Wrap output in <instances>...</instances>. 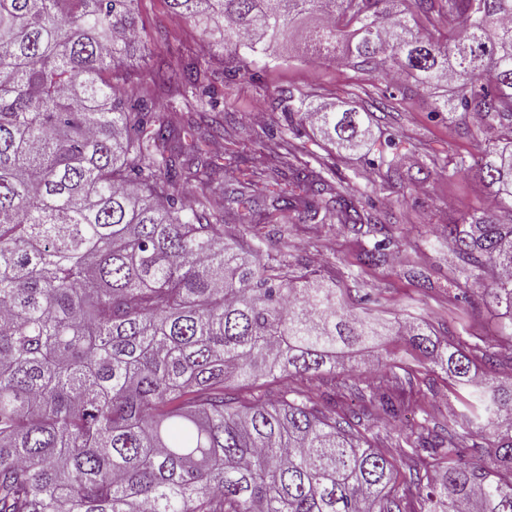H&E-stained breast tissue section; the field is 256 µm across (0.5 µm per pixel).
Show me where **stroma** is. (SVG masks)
Instances as JSON below:
<instances>
[{"label": "stroma", "mask_w": 512, "mask_h": 512, "mask_svg": "<svg viewBox=\"0 0 512 512\" xmlns=\"http://www.w3.org/2000/svg\"><path fill=\"white\" fill-rule=\"evenodd\" d=\"M137 21L142 47L129 63L143 76L158 61L173 59L186 48L199 49L208 38L202 28L172 15L167 0H138ZM302 32V26H295L288 40L248 57L245 73L235 72L232 59L212 60L209 80L224 94L220 109L225 140L258 160L327 167L375 222L388 225L392 245L386 263L364 266L358 260L367 243L364 232L294 217L282 237L273 224L265 225L271 255L286 261L292 277L307 268L320 270L326 280L343 288L346 303H354L359 291L371 292L374 301L364 307L370 317L422 318L441 342L468 340L475 363H482L496 314L483 301L478 284L456 285L448 265V241L439 231L472 215L512 219V209L501 204L474 168L484 148L493 144L492 135L462 114L435 113L432 95L415 86L400 87L353 63L311 60L298 48ZM301 95L317 103L377 106L372 141L358 151L339 152L310 126L292 134L286 105L289 97ZM256 112L264 113L262 124H250ZM383 156L398 158L397 175L388 176L386 165L379 162ZM410 269L422 272L426 283L407 277ZM376 359L390 371L383 393L404 404L406 413L390 423L377 407L368 406L369 441L406 467L409 440L440 430L462 412L461 390L416 351L408 337L387 336L379 346L351 356L355 365ZM295 386L314 400L330 402L341 417L356 396L371 392L372 379L355 371L340 372L304 377Z\"/></svg>", "instance_id": "stroma-1"}]
</instances>
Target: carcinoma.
<instances>
[{
	"label": "carcinoma",
	"mask_w": 512,
	"mask_h": 512,
	"mask_svg": "<svg viewBox=\"0 0 512 512\" xmlns=\"http://www.w3.org/2000/svg\"><path fill=\"white\" fill-rule=\"evenodd\" d=\"M136 0H0V512H512V386L477 377L466 341L418 321L354 314L308 270L288 278L250 222L226 234L219 169L184 158L224 135L210 94L216 52L255 54L318 13L313 57L448 83L435 111L474 115L505 137L479 176L512 207V0H448L453 44L411 24L408 0H168L210 33L208 55L159 62L169 112L131 99L125 58L140 42ZM290 116L334 147L358 148L372 113L288 97ZM229 202L320 224L367 225L359 261L387 256L385 227L322 169L227 154ZM448 264L504 309L512 353V223L448 225ZM412 346L475 387L448 435L419 437L422 466L397 481L368 427L267 378L333 373L337 354L379 337ZM494 428L491 465L459 446ZM422 491L410 498L411 489Z\"/></svg>",
	"instance_id": "obj_1"
}]
</instances>
